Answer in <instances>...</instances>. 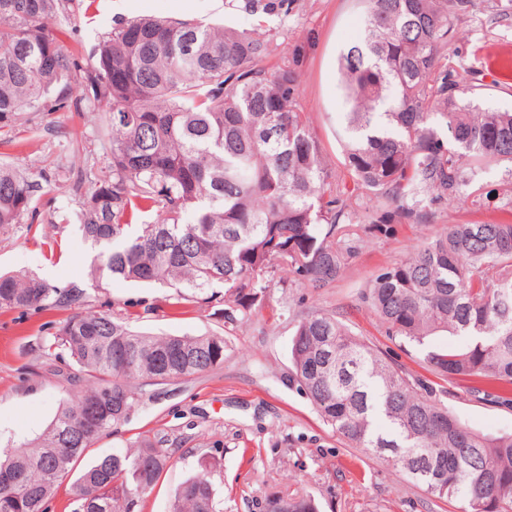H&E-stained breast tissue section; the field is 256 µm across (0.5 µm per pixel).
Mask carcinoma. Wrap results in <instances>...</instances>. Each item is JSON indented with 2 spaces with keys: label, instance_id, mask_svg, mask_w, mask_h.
<instances>
[{
  "label": "carcinoma",
  "instance_id": "cac0c4a2",
  "mask_svg": "<svg viewBox=\"0 0 512 512\" xmlns=\"http://www.w3.org/2000/svg\"><path fill=\"white\" fill-rule=\"evenodd\" d=\"M365 34L338 59L348 112L344 171L313 137L300 87L302 47L273 66L278 45L259 28L156 18L115 24L81 59L56 36L79 0H0V130L24 112L109 113V162L58 212L91 245L95 288L114 279L179 288L172 306L224 289V331L155 335L89 307L87 289L32 273L0 274V309H69L43 339L82 389L38 437L0 447L8 512H46L74 463L124 425L147 387L224 364L230 331L256 317L279 283L313 291L339 281L358 252L346 181L374 202L383 235L422 224L450 200L482 205L469 170L512 164V112L485 110L461 84L448 32L471 0H364ZM85 93L73 94L75 87ZM37 181L0 163V230L35 214ZM360 300L387 335L423 346L467 340L425 362L444 381L512 407V223H463L378 271ZM288 382L349 444L385 459L462 512H512V433L482 435L415 376L320 310L296 320ZM156 434L100 456L73 481L75 512H137L170 464ZM213 465L179 483L171 512H218ZM265 512H319L312 496H273Z\"/></svg>",
  "mask_w": 512,
  "mask_h": 512
}]
</instances>
